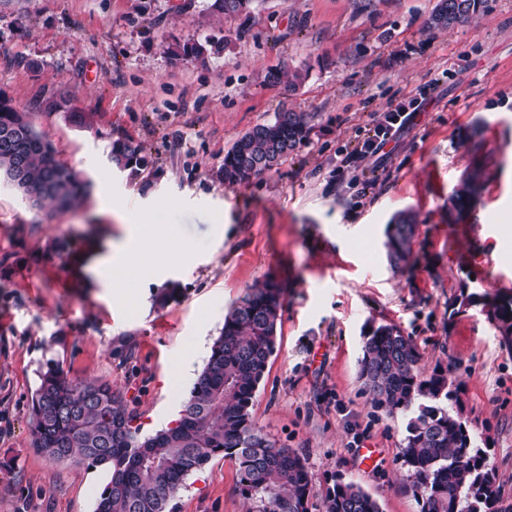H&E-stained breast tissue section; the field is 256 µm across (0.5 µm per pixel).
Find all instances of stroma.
Wrapping results in <instances>:
<instances>
[{
    "instance_id": "35a3bbf8",
    "label": "stroma",
    "mask_w": 512,
    "mask_h": 512,
    "mask_svg": "<svg viewBox=\"0 0 512 512\" xmlns=\"http://www.w3.org/2000/svg\"><path fill=\"white\" fill-rule=\"evenodd\" d=\"M436 2L254 0L250 14L216 17L206 0H0V96L89 185L77 210L60 211L0 180V512H94L105 485L103 470L49 462L31 445V396L48 363L110 383L141 435L155 434L178 417L232 304L269 278L285 297L251 413L304 457L314 496L340 473L382 512H418L403 489L405 418L375 408L360 377L381 325L410 337L422 368L447 370L455 412L487 440L512 494V350L493 316L512 299V244L499 238L512 225V0H485L448 29L429 25ZM206 42L205 59L171 54ZM284 61L308 70L296 90L265 81ZM435 78L433 102L384 162L337 178V149ZM59 97L94 113L93 125L39 110ZM281 107L311 115L307 140L272 170L225 183V152ZM126 139L151 160L136 175L109 159ZM473 168L483 191L451 221L448 198ZM127 211L171 225L194 251L132 265L120 304L84 256L125 237ZM401 211L417 229L412 264L396 268L384 243ZM180 356L192 369L173 384ZM365 446L377 451L369 469ZM247 509L234 460L218 456L167 512Z\"/></svg>"
}]
</instances>
